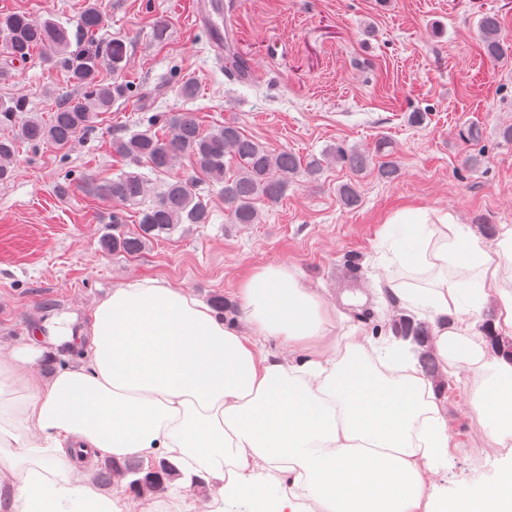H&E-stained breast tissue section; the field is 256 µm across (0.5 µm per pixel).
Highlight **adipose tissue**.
Wrapping results in <instances>:
<instances>
[{
	"mask_svg": "<svg viewBox=\"0 0 512 512\" xmlns=\"http://www.w3.org/2000/svg\"><path fill=\"white\" fill-rule=\"evenodd\" d=\"M377 236L390 262L434 270L428 288L385 286L422 310L441 361L485 363L473 406L511 447L512 351L486 356L471 318L495 304L493 329L512 338V227L493 250L453 212L405 206ZM237 298L244 330L138 278L86 317L51 316L28 344L0 349V398L16 404L0 420V469L16 478L5 512H124L87 467L161 451L217 485L214 512H512V456L491 481L434 483L448 422L408 346L363 339L279 265L247 274ZM74 345L84 364L41 383L37 364Z\"/></svg>",
	"mask_w": 512,
	"mask_h": 512,
	"instance_id": "obj_1",
	"label": "adipose tissue"
}]
</instances>
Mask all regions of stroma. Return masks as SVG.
<instances>
[{"label": "stroma", "instance_id": "stroma-1", "mask_svg": "<svg viewBox=\"0 0 512 512\" xmlns=\"http://www.w3.org/2000/svg\"><path fill=\"white\" fill-rule=\"evenodd\" d=\"M100 38L127 46L122 78L129 86L93 127L64 149L19 142L10 181L0 183V346L28 342L31 324L48 311L82 314L113 288L138 277H158L203 301L223 296L227 321L242 323L236 299L252 269L281 265L306 287L359 320L365 338L385 341L379 328L399 315L375 288L380 278L408 287L425 285L419 271L380 261L377 232L386 217L407 206L456 214L473 230L512 226V142L499 131L512 125V61L485 56L478 36L483 13L498 10L512 39V0H236L229 19L235 53L254 80L229 79L209 49L204 29L192 27V0H99ZM84 0H0V13L19 12L43 22H73ZM169 26L166 41L153 37L156 19ZM198 85L194 99L179 96L183 79ZM80 93L59 68L33 56L15 79L0 84V101L23 98L49 119L60 95ZM195 112L203 132L224 122L272 148L322 156L342 141L370 148L392 144L399 174H354L325 164L301 176L277 204H260L257 224H232L223 198L201 183L209 223L177 231L133 256L102 252L112 204L82 191L67 200L53 194L64 177L108 178L121 161L112 139L146 129L158 112ZM424 113L422 124L410 113ZM481 140L465 136L469 125ZM354 184L359 204L343 208L336 191ZM440 403L451 443L436 485L492 479L500 453L484 418L472 410L479 377L452 370ZM213 483L134 496L133 512H206Z\"/></svg>", "mask_w": 512, "mask_h": 512}]
</instances>
